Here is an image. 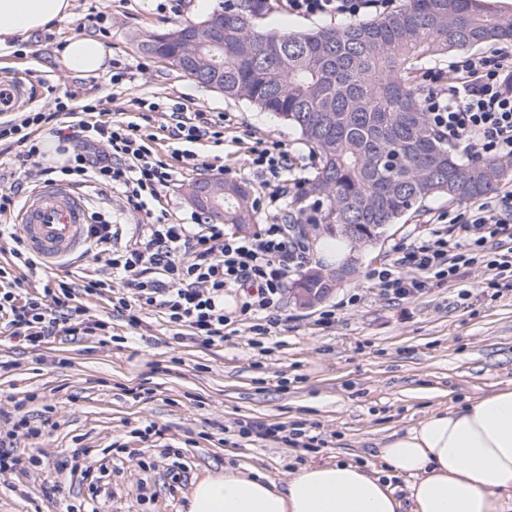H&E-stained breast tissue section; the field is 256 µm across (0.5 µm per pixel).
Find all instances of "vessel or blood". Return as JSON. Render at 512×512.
<instances>
[{"mask_svg": "<svg viewBox=\"0 0 512 512\" xmlns=\"http://www.w3.org/2000/svg\"><path fill=\"white\" fill-rule=\"evenodd\" d=\"M28 96L24 80L0 85V112L14 111ZM15 222L27 247L53 266L84 251L90 219L81 194L61 184H46L23 202Z\"/></svg>", "mask_w": 512, "mask_h": 512, "instance_id": "b4317fda", "label": "vessel or blood"}]
</instances>
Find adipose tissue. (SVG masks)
Segmentation results:
<instances>
[{"instance_id": "ef3b65f1", "label": "adipose tissue", "mask_w": 512, "mask_h": 512, "mask_svg": "<svg viewBox=\"0 0 512 512\" xmlns=\"http://www.w3.org/2000/svg\"><path fill=\"white\" fill-rule=\"evenodd\" d=\"M72 0H0V55L67 17ZM65 67L97 75L110 55L99 40L71 38ZM380 460L410 478L401 501L377 470L337 461L301 466L285 487L262 474L227 468L199 480L188 512H512V384L438 411L378 450Z\"/></svg>"}]
</instances>
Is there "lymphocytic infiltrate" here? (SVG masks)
Returning a JSON list of instances; mask_svg holds the SVG:
<instances>
[{
	"label": "lymphocytic infiltrate",
	"mask_w": 512,
	"mask_h": 512,
	"mask_svg": "<svg viewBox=\"0 0 512 512\" xmlns=\"http://www.w3.org/2000/svg\"><path fill=\"white\" fill-rule=\"evenodd\" d=\"M298 15L330 19L355 18L364 9H385V0H288ZM424 107L431 123L449 143L473 156L512 159V45L486 54L461 57L449 73H423ZM137 114L109 117L102 100L79 98L67 92L54 109H34L0 120V159L20 146L23 164L36 168L49 183L91 184L116 189L129 211L145 216L135 240L125 249L112 246V214L96 211L86 227L89 249L103 259L100 269L78 281L48 277L45 263L31 253L15 230L12 216L19 204L16 190L0 188V241L8 247L14 271L0 267V330L22 338L32 348L57 337L93 338L101 346L112 342L110 320L90 315L84 299H107L134 330L149 315L159 314L174 339L205 346L222 343L245 322L254 335L266 336L278 326L274 314L282 290L299 267L298 245L283 224H268L249 236L225 233L223 225L198 222L174 224L153 210L174 180L171 165L154 146L156 137L144 129L153 112L165 111L163 130L180 145L186 165L201 164L194 147L201 142L221 144L224 118L190 109L182 102L168 108L137 101ZM57 137L61 165H44L40 130ZM246 163L272 190L271 208H281L288 196V173L295 164L281 143L258 144ZM512 227V190L476 201L465 213L449 215L447 226L410 245L395 263L374 269L369 277L384 295L405 299L421 294L429 280L454 278L471 264L473 251ZM23 402H15L13 428L0 437V473L27 474L38 455L21 457L14 440L16 429L38 437L30 426ZM243 437L313 448L314 437L301 423L268 424L241 421Z\"/></svg>",
	"instance_id": "obj_1"
}]
</instances>
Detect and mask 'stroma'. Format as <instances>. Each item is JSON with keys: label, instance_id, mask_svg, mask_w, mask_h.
Returning a JSON list of instances; mask_svg holds the SVG:
<instances>
[{"label": "stroma", "instance_id": "1", "mask_svg": "<svg viewBox=\"0 0 512 512\" xmlns=\"http://www.w3.org/2000/svg\"><path fill=\"white\" fill-rule=\"evenodd\" d=\"M161 0H73L69 16L31 35L20 51L0 56V79L25 77L34 96L31 106L46 110L67 90L107 101L112 111L130 112L140 99L181 101L190 109L224 116V146H201L207 164L188 171L172 157L168 140L156 147L175 170L161 204L173 221L186 224L192 209L184 187L197 174L246 181L254 201L253 229L276 223L278 214L263 203L269 191L245 162L256 142H283L297 175L310 170L313 158L298 132L272 113L245 100H231L203 87L175 67L146 58L145 36L185 21L205 20L219 0H184L180 12L160 9ZM104 13L110 33L103 40L112 57L134 64L148 59L146 71L113 85L111 72L78 75L66 69L58 44L92 34L91 17ZM324 18L302 17L287 0H266L258 19L264 30L288 32L323 26ZM90 210L110 209L123 240H130L140 214L129 212L119 191L84 186ZM461 203L439 200L426 211L388 227L376 243L357 252V270L321 306L302 308L283 297L282 322L275 335L252 345L241 329L219 346L177 342L158 315L150 329L135 334L107 301L87 303L90 314L111 316L115 343L95 340L55 342L33 349L0 334V361L17 367L0 375V394L24 397L31 422L53 405L55 428L42 437L16 434L19 451H38L41 462L28 476L0 475V512H59L46 487L62 496L86 495L62 463L75 449H88L93 466H107L114 494L100 512H186L194 484L230 466L257 472L285 485L300 466L336 460L378 464L377 450L430 413L456 406L465 398L487 395L512 381V281L490 267L494 250L460 269L444 284H434L411 299L380 294L370 272L397 258L400 249L428 235L440 214L462 212ZM335 307L333 321L319 322L321 308ZM151 397L132 399L137 384ZM289 425L299 421L308 435L322 439L306 451L276 442L241 439L239 420ZM156 423L164 443L176 446L188 466L186 481L171 480L157 448L140 440L139 427Z\"/></svg>", "mask_w": 512, "mask_h": 512}]
</instances>
